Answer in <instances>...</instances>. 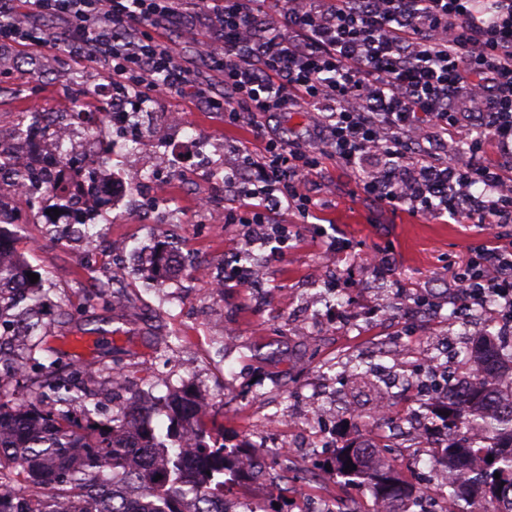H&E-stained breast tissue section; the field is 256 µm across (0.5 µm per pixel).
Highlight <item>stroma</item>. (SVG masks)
I'll list each match as a JSON object with an SVG mask.
<instances>
[{"label":"stroma","mask_w":512,"mask_h":512,"mask_svg":"<svg viewBox=\"0 0 512 512\" xmlns=\"http://www.w3.org/2000/svg\"><path fill=\"white\" fill-rule=\"evenodd\" d=\"M102 64L59 63L52 53L28 55L18 45L0 46V113L18 118L25 112H68L75 100L92 108L91 93L104 73ZM180 113L182 122L166 125L163 116ZM153 130L141 146H133L134 132L101 126L93 135L95 150L76 157V170L95 164L97 149L113 142L116 151L108 173L122 182L132 154L148 159L153 152L177 151L181 165L163 178L159 198L175 218L164 224L140 223L127 209L123 195L104 206L97 196L87 199L96 211L103 235L123 244L125 264L110 266L101 257L86 266L82 257L61 244L54 225L42 219L56 208L49 197L40 206L21 204L0 234L23 251L50 290L51 307L44 321L47 350L44 364L56 373L104 361L123 369L132 379L125 395L112 397L109 379L94 388L102 416L144 393L159 397L151 414L155 431L166 432L170 409L162 401L168 391L185 388L209 400V422L225 447L249 446L252 429L279 405L311 397L336 379V421L329 431L332 449L348 442L371 439L380 453L397 459L401 478L437 492L423 473L436 461L433 449L404 450L392 435H377L363 422L375 398L374 390L351 377L352 364L364 357L368 345L384 343L390 333L403 336V358L391 362L395 374L413 368L416 355L429 342L448 348L447 364L455 377L466 370L459 353L478 338L465 327L450 278L479 246L512 244V224H458L451 216L430 217L405 209L380 206L364 196L354 173L325 159L321 171L305 186L315 203L308 223L288 224L287 244L253 241V225L228 224L225 208L233 200H217L212 208L199 206L207 192L206 169H223L226 146L251 151L255 145L241 129L225 125L223 114L207 111L190 95L166 96L149 102L140 115ZM337 240L336 269L324 272L321 259L329 240ZM181 258L179 271L158 273L149 255L156 241ZM251 256L265 268L260 288L245 285L234 273L238 257ZM208 259L220 264L225 286L213 295L208 281L196 278L194 265ZM125 293L127 310L117 311L97 299L105 280ZM435 300L439 311L427 324H416L403 311L406 298ZM317 300L323 322H331L347 305L360 317L355 331L323 329L318 336H302L295 321L302 304ZM385 301L390 323L374 314ZM328 453L296 459L287 469L266 471L262 480H239L229 489L258 505L278 504L281 512H306L311 500L331 497L354 502L358 512H371L373 500L360 488L337 481L325 466ZM316 473L303 489H279L283 474Z\"/></svg>","instance_id":"35a3bbf8"}]
</instances>
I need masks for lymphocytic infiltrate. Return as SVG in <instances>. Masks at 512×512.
Here are the masks:
<instances>
[{"mask_svg": "<svg viewBox=\"0 0 512 512\" xmlns=\"http://www.w3.org/2000/svg\"><path fill=\"white\" fill-rule=\"evenodd\" d=\"M16 2L0 0V44L98 62L122 100L193 90L251 132L258 151L224 167L238 203L225 223L309 218L304 187L329 156L379 205L512 223V0H25L31 26ZM191 15L215 35L200 53L207 84L154 35ZM44 17L61 33L39 28ZM301 108L318 143L269 133L267 117ZM452 280L462 298L491 293L512 313L511 249L478 248Z\"/></svg>", "mask_w": 512, "mask_h": 512, "instance_id": "1", "label": "lymphocytic infiltrate"}]
</instances>
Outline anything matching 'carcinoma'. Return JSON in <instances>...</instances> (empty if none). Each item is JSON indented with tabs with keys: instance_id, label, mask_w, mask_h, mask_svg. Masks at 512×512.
<instances>
[{
	"instance_id": "cac0c4a2",
	"label": "carcinoma",
	"mask_w": 512,
	"mask_h": 512,
	"mask_svg": "<svg viewBox=\"0 0 512 512\" xmlns=\"http://www.w3.org/2000/svg\"><path fill=\"white\" fill-rule=\"evenodd\" d=\"M26 258L11 251L0 259V353L10 338H25L21 358L3 368L14 382L0 385V512H209L206 504L224 494L227 478L235 475L237 458L224 446L209 444L201 427L208 414L198 411L188 393L170 398L173 427L162 437L149 429L141 445L126 443L127 416L116 412L101 421L87 384L112 377V367L101 365L74 370L60 385L27 383L29 372L41 367L40 344L34 340L42 327L48 302L41 282L32 283ZM463 361L474 358L482 374L457 389L448 390L440 403L445 417L444 446L439 462L453 471L482 461L473 491L492 505L512 498V348L493 337L461 351ZM183 429L200 436L206 467L197 481L182 480L179 448L168 447ZM493 461H488V458ZM356 468L349 471L346 462ZM346 482L370 492L374 506L386 512H408L413 488L399 477L396 461H382L372 446L344 444L329 462ZM500 478H495V474ZM161 479H156V476ZM445 512H469L467 498L448 485Z\"/></svg>"
}]
</instances>
